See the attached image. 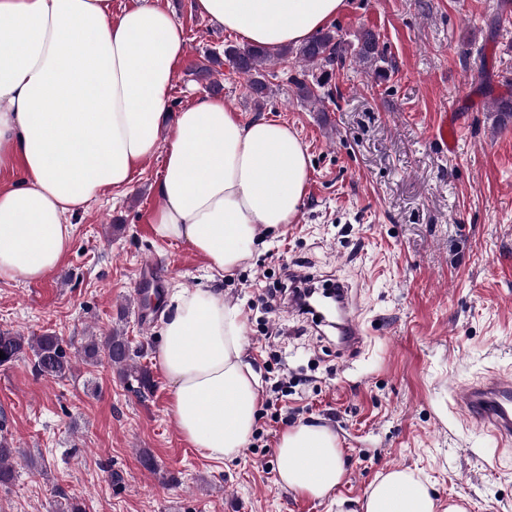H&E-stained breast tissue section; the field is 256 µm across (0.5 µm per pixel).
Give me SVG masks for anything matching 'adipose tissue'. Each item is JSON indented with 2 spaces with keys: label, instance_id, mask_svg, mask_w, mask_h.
<instances>
[{
  "label": "adipose tissue",
  "instance_id": "adipose-tissue-1",
  "mask_svg": "<svg viewBox=\"0 0 512 512\" xmlns=\"http://www.w3.org/2000/svg\"><path fill=\"white\" fill-rule=\"evenodd\" d=\"M345 0H196L202 15L253 46L300 44ZM186 39L154 0L112 15V0H0V165L23 177L0 190V279L33 282L68 253L70 218L106 190L131 185L163 151L156 237L184 242L215 276L238 268L265 232L297 217L309 157L287 123H242L218 99L168 119ZM168 139H161L162 127ZM244 319L211 286L174 295L157 361L171 383L180 434L207 457L235 459L254 433L259 381L244 360ZM279 484L335 498L345 470L335 432L286 429L276 446ZM354 512H466L440 506L409 469L377 476Z\"/></svg>",
  "mask_w": 512,
  "mask_h": 512
}]
</instances>
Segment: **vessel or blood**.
<instances>
[{
    "instance_id": "1",
    "label": "vessel or blood",
    "mask_w": 512,
    "mask_h": 512,
    "mask_svg": "<svg viewBox=\"0 0 512 512\" xmlns=\"http://www.w3.org/2000/svg\"><path fill=\"white\" fill-rule=\"evenodd\" d=\"M333 295L335 312L329 318L300 298H289L288 307L313 322L335 328L346 349L361 348L365 343V333L347 287L337 284ZM452 395L458 408L472 422L489 430L498 441L512 443L511 374H494L459 383L454 386Z\"/></svg>"
}]
</instances>
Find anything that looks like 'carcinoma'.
<instances>
[{
  "label": "carcinoma",
  "mask_w": 512,
  "mask_h": 512,
  "mask_svg": "<svg viewBox=\"0 0 512 512\" xmlns=\"http://www.w3.org/2000/svg\"><path fill=\"white\" fill-rule=\"evenodd\" d=\"M357 45H348L332 30L320 31L297 49L289 46L266 48L252 46L239 49L234 46L224 48V56L234 62L238 70L248 76L249 89L258 101L266 98L267 85L260 68L267 61L296 53V57L310 67L309 73L313 82L305 79L295 80L298 96L304 100H316L319 94L315 89L321 87L323 81L316 72L341 64L347 56L372 68L377 77L383 81L390 78L386 58L379 49V36L371 29H362L355 35ZM0 351L5 358L0 359V365L8 364L22 355L31 354L34 372L40 376L64 377L73 368V362L67 351L56 336L43 335L33 339L11 333H0ZM142 350H134L128 337L116 330L109 336L98 341L92 339L82 349L83 361L94 363L104 355L119 375L125 379L132 377L138 383L136 393L141 396L151 392L154 386L150 371L137 363L136 357ZM15 449L0 444V484H8L13 480L10 460Z\"/></svg>",
  "instance_id": "carcinoma-1"
}]
</instances>
